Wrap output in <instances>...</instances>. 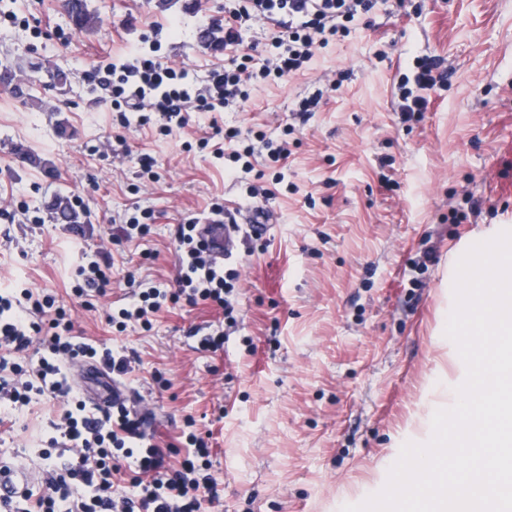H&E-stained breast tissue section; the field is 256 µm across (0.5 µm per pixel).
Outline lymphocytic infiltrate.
I'll use <instances>...</instances> for the list:
<instances>
[{
	"mask_svg": "<svg viewBox=\"0 0 512 512\" xmlns=\"http://www.w3.org/2000/svg\"><path fill=\"white\" fill-rule=\"evenodd\" d=\"M379 0H225L224 64L208 70L203 81L165 62L158 45L131 46L122 63L98 66L100 82L112 92V110L121 127L145 122L147 113L159 115L163 135L187 128L194 113L241 109L252 89L266 81L282 80L307 69L318 48L347 36L353 22L367 18ZM275 21L262 51L242 50L241 30L250 22ZM438 57L415 58L413 69L398 82L399 110L404 120L425 112L428 92L443 78ZM178 267L175 287L140 292L132 304L120 308L122 323L150 327L152 316L169 304L214 303L232 318L236 272L207 254L197 224L176 229ZM44 335L50 358L40 359L33 371L12 362L11 354L27 350L34 336ZM79 358L103 364L113 375L130 372L131 362L112 352L78 340L74 323L53 297L36 299L31 292L0 294V400L12 408L30 403L32 395L63 398L65 408L51 425L49 446L71 452L64 472L48 479L23 512H203L217 496L209 472L212 450L208 441L188 434L191 449L179 468L166 464L167 454L147 440L143 419L125 405L94 415L74 393L69 364ZM132 461L139 475L134 494L113 495L124 461Z\"/></svg>",
	"mask_w": 512,
	"mask_h": 512,
	"instance_id": "lymphocytic-infiltrate-1",
	"label": "lymphocytic infiltrate"
}]
</instances>
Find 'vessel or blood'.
<instances>
[{"mask_svg":"<svg viewBox=\"0 0 512 512\" xmlns=\"http://www.w3.org/2000/svg\"><path fill=\"white\" fill-rule=\"evenodd\" d=\"M234 220L219 217L205 219L200 226V233L207 245L210 256L217 262L231 259L238 253L241 235L265 236L275 223V216L267 210L233 205ZM83 374L86 379L100 382L102 389L92 404L105 411L112 407V379L110 371L98 363L85 365ZM30 476L23 469L5 464L0 465V501L14 500L25 490Z\"/></svg>","mask_w":512,"mask_h":512,"instance_id":"b4317fda","label":"vessel or blood"}]
</instances>
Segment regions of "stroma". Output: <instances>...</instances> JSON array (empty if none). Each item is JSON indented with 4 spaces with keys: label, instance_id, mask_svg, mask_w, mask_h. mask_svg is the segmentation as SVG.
<instances>
[{
    "label": "stroma",
    "instance_id": "35a3bbf8",
    "mask_svg": "<svg viewBox=\"0 0 512 512\" xmlns=\"http://www.w3.org/2000/svg\"><path fill=\"white\" fill-rule=\"evenodd\" d=\"M92 30L74 32L61 0H0V65L31 100L0 90V292L49 294L71 308L75 333L127 356L128 407L150 414L153 443L178 467L187 432L209 437L219 499L205 512H341L379 492L405 442H426L440 388L466 367L445 334L448 283L468 242L512 226V0H384L368 23L317 50L309 69L259 85L236 112H203L182 132L158 116L123 128L89 71L144 40L204 77L223 54L198 33L223 24L224 0L197 9L158 0H88ZM16 14L18 23L4 21ZM442 59L447 82L422 118L401 122L397 82L414 57ZM325 90L299 122L294 101ZM68 77L53 85L52 71ZM248 133L254 170L230 174L211 147L222 128ZM209 146H201V139ZM286 144L274 163L267 139ZM128 147L122 159L106 145ZM156 160L142 173L137 158ZM278 213L270 235L241 242L235 325L221 308L168 306L150 328L108 324L133 293L172 288L176 225L213 203L248 204L251 184ZM81 196V238L55 218L56 197ZM148 216L146 238L126 237ZM107 246L106 295L72 294L79 251ZM224 346L204 351L215 330ZM60 400L0 409V461L38 489L69 453L44 458Z\"/></svg>",
    "mask_w": 512,
    "mask_h": 512
}]
</instances>
